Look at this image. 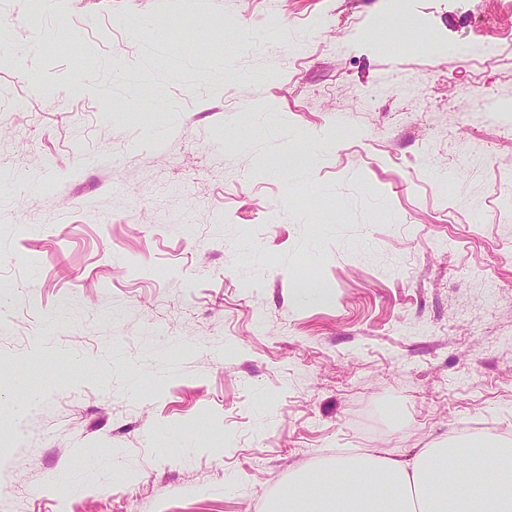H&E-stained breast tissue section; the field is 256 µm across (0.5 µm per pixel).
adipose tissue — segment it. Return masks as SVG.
I'll return each instance as SVG.
<instances>
[{
	"label": "adipose tissue",
	"mask_w": 512,
	"mask_h": 512,
	"mask_svg": "<svg viewBox=\"0 0 512 512\" xmlns=\"http://www.w3.org/2000/svg\"><path fill=\"white\" fill-rule=\"evenodd\" d=\"M477 458L497 471L496 491L466 480L443 487L438 473L452 462ZM266 512H512V441L488 433L449 438L404 459L374 451L327 462L321 475L303 468L267 505Z\"/></svg>",
	"instance_id": "1"
}]
</instances>
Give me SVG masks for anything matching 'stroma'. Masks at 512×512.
<instances>
[{"label":"stroma","instance_id":"obj_1","mask_svg":"<svg viewBox=\"0 0 512 512\" xmlns=\"http://www.w3.org/2000/svg\"><path fill=\"white\" fill-rule=\"evenodd\" d=\"M384 6L0 0V512H264L512 431V10Z\"/></svg>","mask_w":512,"mask_h":512}]
</instances>
